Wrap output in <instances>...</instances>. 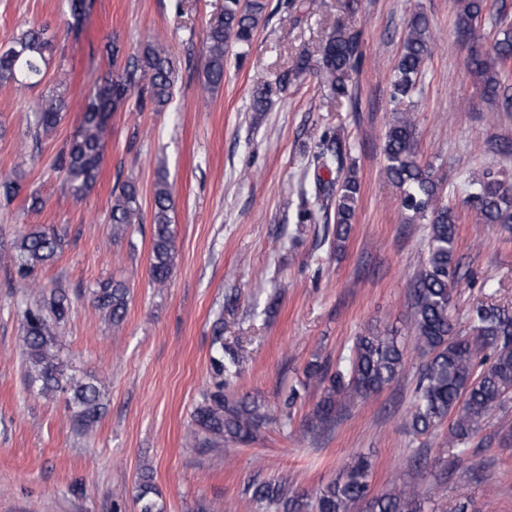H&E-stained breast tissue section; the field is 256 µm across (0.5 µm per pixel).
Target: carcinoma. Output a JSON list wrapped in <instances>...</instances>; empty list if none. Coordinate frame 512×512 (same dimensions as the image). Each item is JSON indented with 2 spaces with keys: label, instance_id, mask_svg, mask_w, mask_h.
Returning <instances> with one entry per match:
<instances>
[{
  "label": "carcinoma",
  "instance_id": "1",
  "mask_svg": "<svg viewBox=\"0 0 512 512\" xmlns=\"http://www.w3.org/2000/svg\"><path fill=\"white\" fill-rule=\"evenodd\" d=\"M463 39L471 36L472 24L487 9L485 0H460ZM267 0H224V15L210 27L205 45V72L208 86L217 88L224 81V60L232 47L251 43L265 14ZM507 9L501 3L491 24L498 27L493 52L473 50L471 64L482 78L487 100L504 112H512V88L502 75L512 64V24L502 17ZM430 30L425 14L414 13L409 21L391 81V98L396 116L391 121L384 143L386 172L401 190V206L415 216L429 217L427 258L416 277L413 289V331L416 344L427 355L419 369L407 424L415 435H425L448 424V437L466 444L487 424L492 414L512 400V309L479 302L469 309L467 333L456 329L452 313V288L458 282L456 256L457 224L460 215L442 202L438 185L428 169L420 164L416 126L406 103L414 96L429 54ZM51 43L45 29L22 31L12 45L0 52V81L20 87H33L45 76L46 53ZM120 48L112 46L114 70L93 82L89 88L80 125L57 157L67 191L81 198L97 181L103 162V133L112 116L131 95L140 104H150L156 112L171 102L178 81L176 64L169 51L148 43L137 53L119 62ZM359 35L339 23L321 49L317 68L309 57L300 56L292 72L300 76L316 70L338 99L351 97L349 81L361 63ZM272 89L259 84L253 89L251 111H268ZM59 113L53 106H37L29 116L34 136L51 131ZM472 189L468 204L485 224L512 223V185L490 172L474 174L468 180ZM21 192L15 178H0V195L13 199ZM360 195L357 171L347 169L336 191L335 236L343 242L349 233ZM112 235L121 236L135 223L139 213L136 183L126 181L112 190ZM171 192L167 176L159 172L153 188V227L149 263L152 284L167 283L173 261L174 236L171 229ZM61 249L55 231H32L22 236L14 266L19 279H28L36 267L53 261ZM93 302L107 310L112 322L120 323L127 312L128 288L120 281L108 280L93 291ZM70 307L64 293L53 295L49 303L34 302L23 313L24 357L31 378L40 382V393H67L73 425L89 431L99 417V391L90 382L74 379L66 372L56 351L58 327ZM241 349L224 347L223 337L215 342L212 363L224 380L215 391L204 396L194 411L196 429L192 441L201 448L221 444L248 443L267 422L260 405L246 398L224 395L228 380L236 377L243 365ZM406 363L405 346L393 334L359 336L348 357L335 371L310 363L308 380L322 388L314 418L320 424L334 422L336 412L346 402L366 398L391 384ZM251 498L261 508L277 512H351L359 501H367L368 512H422L425 498L414 490L395 489L371 492L370 463L361 457L347 470L341 481H332L313 494H288L276 481L249 486ZM153 476L144 471L138 480L136 504L139 512H162L155 499Z\"/></svg>",
  "mask_w": 512,
  "mask_h": 512
}]
</instances>
